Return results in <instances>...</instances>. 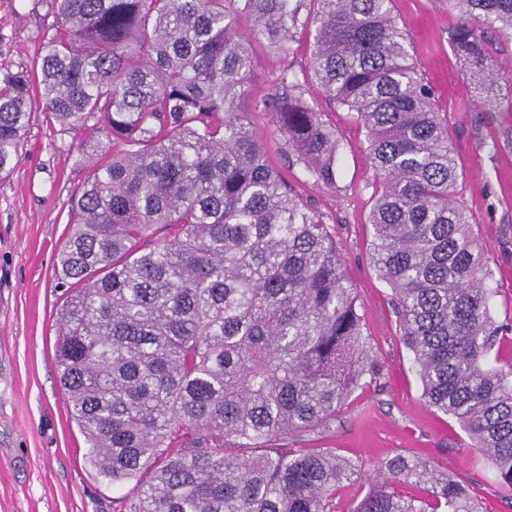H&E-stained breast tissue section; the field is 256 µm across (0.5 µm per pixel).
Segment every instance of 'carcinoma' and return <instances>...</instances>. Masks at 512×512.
Wrapping results in <instances>:
<instances>
[{
    "mask_svg": "<svg viewBox=\"0 0 512 512\" xmlns=\"http://www.w3.org/2000/svg\"><path fill=\"white\" fill-rule=\"evenodd\" d=\"M390 2L49 0L36 69L0 71V173L37 112L90 169L58 256L56 366L98 481L135 483L123 512H335L361 470L334 448L289 447L380 369L331 228L268 164L252 115L271 114L287 163L328 186L336 130L288 67L246 102L254 49L284 53L311 30L309 72L367 133L371 258L422 400L512 492V358L491 359L500 327L447 115ZM443 3L479 100L512 116L491 40L512 37V0ZM378 477L352 512H476L429 461L399 453Z\"/></svg>",
    "mask_w": 512,
    "mask_h": 512,
    "instance_id": "carcinoma-1",
    "label": "carcinoma"
}]
</instances>
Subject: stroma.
Returning a JSON list of instances; mask_svg holds the SVG:
<instances>
[{
    "mask_svg": "<svg viewBox=\"0 0 512 512\" xmlns=\"http://www.w3.org/2000/svg\"><path fill=\"white\" fill-rule=\"evenodd\" d=\"M413 36V54L448 116L461 177L458 203L489 261L492 317L503 324L501 358L512 357V119L481 107L460 56L448 42L455 21L441 0H391ZM47 0H0V70L33 69L47 22ZM313 40L299 33L284 54L256 49L249 98L274 93L291 67L339 140L335 187L300 168L288 179L329 224L363 316V331L381 375L356 389L329 431L307 435V448H332L373 469L401 453L418 455L464 484L476 512H512L497 472L470 446L452 418L427 407L399 329L393 292L371 259L370 210L375 171L366 132L347 109L322 95L308 73ZM71 138L34 115L9 173L0 175V512H116L133 484L99 483L88 444L71 421L55 347L62 303L55 265L70 231L69 199L86 176L69 151Z\"/></svg>",
    "mask_w": 512,
    "mask_h": 512,
    "instance_id": "1",
    "label": "stroma"
}]
</instances>
